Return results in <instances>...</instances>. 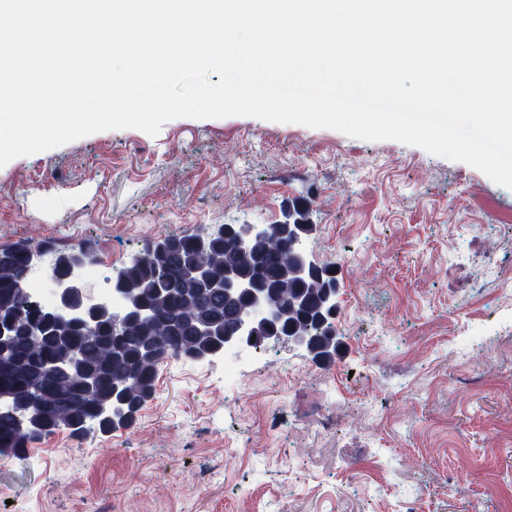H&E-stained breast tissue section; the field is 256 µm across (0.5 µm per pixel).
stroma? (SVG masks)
<instances>
[{
	"label": "stroma",
	"mask_w": 512,
	"mask_h": 512,
	"mask_svg": "<svg viewBox=\"0 0 512 512\" xmlns=\"http://www.w3.org/2000/svg\"><path fill=\"white\" fill-rule=\"evenodd\" d=\"M307 206L310 260L337 267L334 362L288 341L262 356L166 359L134 424L60 430L0 455V512H512V189L397 141L250 117L98 132L0 167V249L143 246ZM351 375L338 414L380 438L383 488L353 449L305 429L293 371Z\"/></svg>",
	"instance_id": "stroma-1"
}]
</instances>
